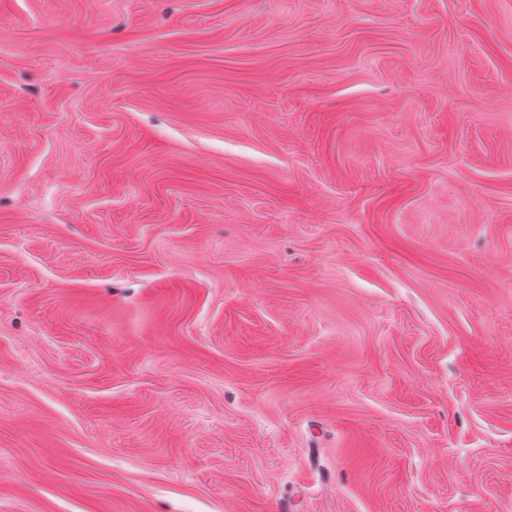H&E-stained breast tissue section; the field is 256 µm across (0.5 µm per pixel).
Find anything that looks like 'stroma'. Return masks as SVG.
<instances>
[{"mask_svg": "<svg viewBox=\"0 0 512 512\" xmlns=\"http://www.w3.org/2000/svg\"><path fill=\"white\" fill-rule=\"evenodd\" d=\"M0 512H512V0H0Z\"/></svg>", "mask_w": 512, "mask_h": 512, "instance_id": "35a3bbf8", "label": "stroma"}]
</instances>
